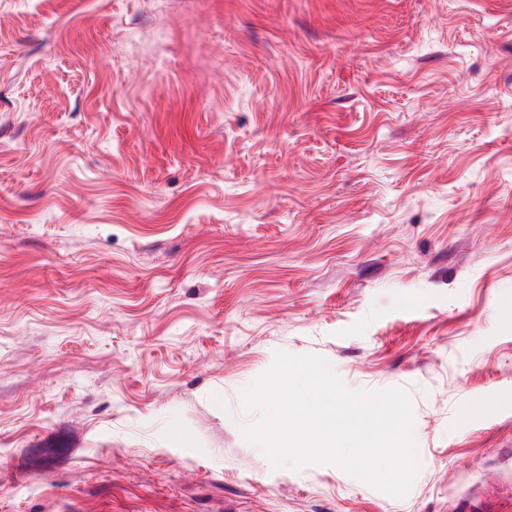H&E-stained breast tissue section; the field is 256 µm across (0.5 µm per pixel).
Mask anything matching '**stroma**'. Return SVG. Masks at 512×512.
<instances>
[{
  "instance_id": "35a3bbf8",
  "label": "stroma",
  "mask_w": 512,
  "mask_h": 512,
  "mask_svg": "<svg viewBox=\"0 0 512 512\" xmlns=\"http://www.w3.org/2000/svg\"><path fill=\"white\" fill-rule=\"evenodd\" d=\"M280 352L406 496L246 441ZM0 512H512V0H0Z\"/></svg>"
}]
</instances>
